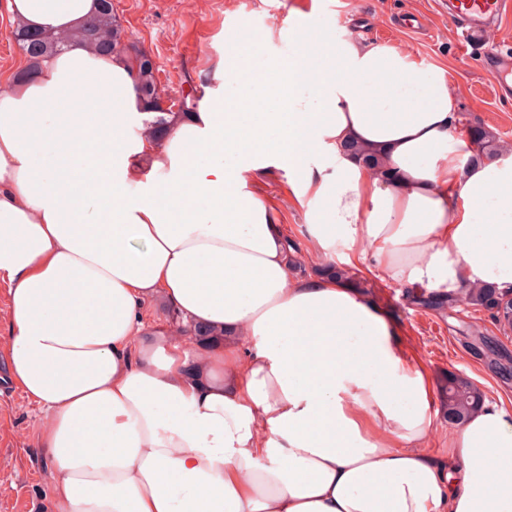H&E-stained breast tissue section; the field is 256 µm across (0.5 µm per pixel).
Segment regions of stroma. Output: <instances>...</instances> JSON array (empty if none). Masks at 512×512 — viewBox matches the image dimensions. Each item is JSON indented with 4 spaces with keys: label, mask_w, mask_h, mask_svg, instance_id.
Instances as JSON below:
<instances>
[{
    "label": "stroma",
    "mask_w": 512,
    "mask_h": 512,
    "mask_svg": "<svg viewBox=\"0 0 512 512\" xmlns=\"http://www.w3.org/2000/svg\"><path fill=\"white\" fill-rule=\"evenodd\" d=\"M310 0H112V14L128 43L150 53L165 99L179 100L188 76L204 68L224 42L244 39L265 27L287 25L295 9ZM248 20L236 27L235 18ZM319 22L333 32L392 42L414 60L447 69L458 95L457 134L480 125L498 144L512 146V100L495 97L492 80L476 64L484 49L512 46V17L487 28L461 48L454 24L434 0H334ZM265 191L277 207L293 244L296 277L315 275L322 259L304 231V209L290 195L288 177H267ZM360 293L384 309L399 328L398 342L426 367L433 390V430L423 444L440 465L448 463L449 426L443 397L449 374L473 382L485 402L512 409V336L491 310L460 302L442 308L421 304L422 289L406 288L349 270ZM9 334L5 288L0 287V512H46L50 463L36 444L45 413L28 402L9 377L3 354Z\"/></svg>",
    "instance_id": "obj_1"
}]
</instances>
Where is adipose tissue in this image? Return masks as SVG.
I'll list each match as a JSON object with an SVG mask.
<instances>
[{
    "label": "adipose tissue",
    "mask_w": 512,
    "mask_h": 512,
    "mask_svg": "<svg viewBox=\"0 0 512 512\" xmlns=\"http://www.w3.org/2000/svg\"><path fill=\"white\" fill-rule=\"evenodd\" d=\"M7 11L69 38L0 92L5 356L50 417L47 512H512V410L453 428L440 470L424 367L342 277L292 276L260 189L287 173L324 260L511 291L512 147L467 162L444 68L299 11L226 46L158 141L133 62L80 38L98 0ZM152 299L204 336L144 329Z\"/></svg>",
    "instance_id": "adipose-tissue-1"
}]
</instances>
